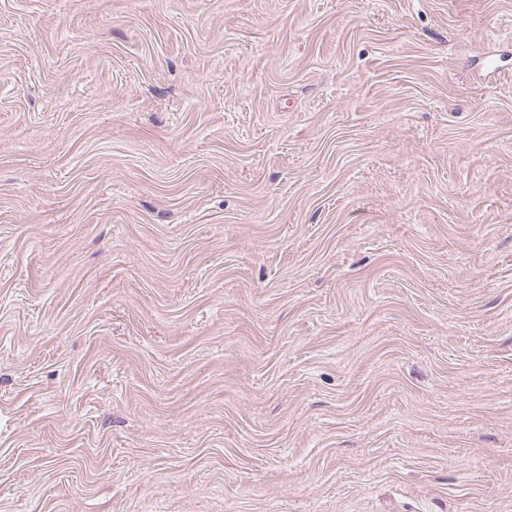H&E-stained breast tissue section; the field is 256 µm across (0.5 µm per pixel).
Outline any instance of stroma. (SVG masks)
<instances>
[{"instance_id": "stroma-1", "label": "stroma", "mask_w": 512, "mask_h": 512, "mask_svg": "<svg viewBox=\"0 0 512 512\" xmlns=\"http://www.w3.org/2000/svg\"><path fill=\"white\" fill-rule=\"evenodd\" d=\"M0 512H512V0H0Z\"/></svg>"}]
</instances>
